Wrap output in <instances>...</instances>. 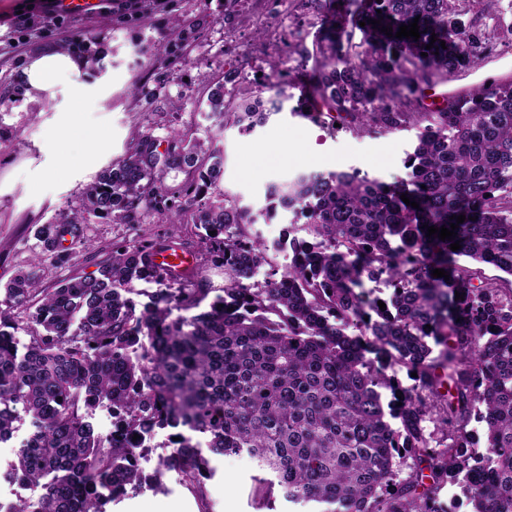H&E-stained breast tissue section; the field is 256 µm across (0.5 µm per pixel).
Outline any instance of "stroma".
I'll return each mask as SVG.
<instances>
[{
	"instance_id": "stroma-1",
	"label": "stroma",
	"mask_w": 512,
	"mask_h": 512,
	"mask_svg": "<svg viewBox=\"0 0 512 512\" xmlns=\"http://www.w3.org/2000/svg\"><path fill=\"white\" fill-rule=\"evenodd\" d=\"M46 0H0V286L26 267L36 225L78 205L92 172H75L32 186L35 172L54 158L48 134L57 124L56 101L46 95L28 97L17 76L28 58L48 43L88 55L92 78L102 80L104 94L84 101L81 123L110 132L111 149L100 156L99 169L121 157L135 126L154 122L165 134L169 103L182 102L181 124L210 131L224 152L219 186L225 195L256 212L252 235L278 241L286 220H265V188L291 180L299 171L324 173L353 170L390 183L405 174L404 161L417 143V129L386 133H356L331 127L321 118L298 113L296 82L305 64L291 45H311L321 17L310 0H238L227 9L225 0H148L144 10L112 18L111 0H94L85 11L47 19ZM182 17L196 29L191 65L173 63L179 43L171 20ZM111 56L109 65L96 61L98 50ZM280 63L271 72L268 63ZM238 69L236 89L250 92L284 83V110L264 127L244 134L220 127L211 117L199 80L206 72L221 80ZM512 72V42L497 41L480 65L455 76L463 87L497 82ZM140 82L145 94L134 99L126 90ZM212 477L203 492L167 473L160 486H142L113 501L110 512H200L209 502L212 512H305L304 507L276 500L264 506L256 463L249 456L216 457Z\"/></svg>"
}]
</instances>
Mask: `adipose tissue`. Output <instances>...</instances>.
I'll return each instance as SVG.
<instances>
[{
  "mask_svg": "<svg viewBox=\"0 0 512 512\" xmlns=\"http://www.w3.org/2000/svg\"><path fill=\"white\" fill-rule=\"evenodd\" d=\"M21 79L28 90L62 94L63 100L57 107L60 121L53 132L56 141L62 142L76 135L83 140L80 151L60 152L54 164L41 171V179L52 180L73 171L91 169L106 144L107 135L100 130L81 128L77 118L83 101L94 96L100 87L99 82L89 77L87 58L55 46H44L23 66Z\"/></svg>",
  "mask_w": 512,
  "mask_h": 512,
  "instance_id": "1",
  "label": "adipose tissue"
}]
</instances>
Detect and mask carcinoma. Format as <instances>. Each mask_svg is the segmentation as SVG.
<instances>
[{
	"label": "carcinoma",
	"instance_id": "carcinoma-1",
	"mask_svg": "<svg viewBox=\"0 0 512 512\" xmlns=\"http://www.w3.org/2000/svg\"><path fill=\"white\" fill-rule=\"evenodd\" d=\"M346 2L365 23L356 26L361 41L332 30L298 49L313 60L312 100L357 133L418 127L405 176L388 184L356 171H302L269 186V213H295L307 237L286 229L292 261L260 280L270 246L249 235L253 214L210 199L224 164L213 138L178 124L162 138L151 123L136 129L79 205L36 227L31 260L4 288L0 439L30 416L34 435L15 475L48 479L37 502L10 512H104L127 486L159 483L169 470L200 491L211 477L204 447L249 454L269 495L302 506L434 512L450 485L476 512H512V81L441 108L424 104L425 89L512 37V22L500 18L499 0ZM474 4L494 30L458 19ZM415 17L417 40L381 32ZM233 81L231 72L203 79L207 106L224 123L250 133L280 112L285 91L233 95ZM173 172L184 180L168 183ZM453 215L465 221L451 239L427 236ZM108 217L164 231L116 240L97 261L89 226ZM189 226L199 230L196 266L154 264L176 242L187 248ZM75 244L96 270L42 287L47 265L78 258ZM461 257L508 278H486ZM208 261L224 267L223 287L200 275ZM373 281L390 294L369 295ZM396 366L417 373L413 385ZM103 401L112 406L108 434L86 420ZM156 427L178 440L146 477L133 436ZM404 457L413 466L402 477Z\"/></svg>",
	"mask_w": 512,
	"mask_h": 512
}]
</instances>
